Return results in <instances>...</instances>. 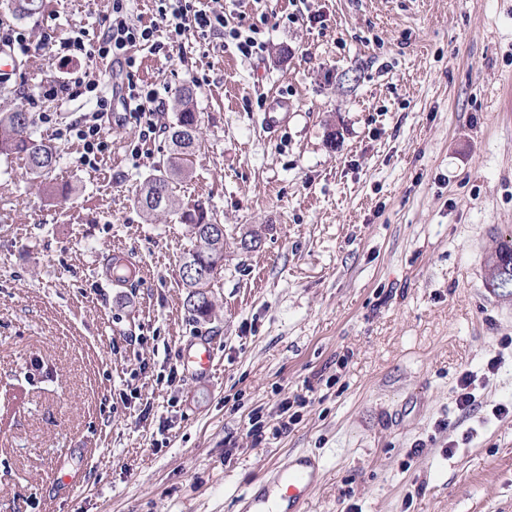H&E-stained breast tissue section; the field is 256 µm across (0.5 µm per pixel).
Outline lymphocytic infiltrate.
Masks as SVG:
<instances>
[{
    "label": "lymphocytic infiltrate",
    "instance_id": "lymphocytic-infiltrate-1",
    "mask_svg": "<svg viewBox=\"0 0 512 512\" xmlns=\"http://www.w3.org/2000/svg\"><path fill=\"white\" fill-rule=\"evenodd\" d=\"M155 4L159 17L155 23L146 24L132 19L127 0H112L108 23L95 42L88 44L76 38L56 43L48 34L39 41L48 46L59 45V64L68 70L65 81L50 85V96L74 90L95 95L92 123L74 125L69 129L70 134L81 141L85 156L95 157L104 151L100 122L113 112L115 104L132 105L135 112L143 115L149 112L156 99L155 91L138 76L139 66L132 53L133 48L142 46L151 53L166 56L171 48L188 39L205 40L220 33L234 43L244 59L261 57L265 50L264 41L250 35L245 26H229L225 11L214 7L212 0H155ZM84 58H99L117 64L121 97L100 91L96 83L88 82L86 72L79 67Z\"/></svg>",
    "mask_w": 512,
    "mask_h": 512
}]
</instances>
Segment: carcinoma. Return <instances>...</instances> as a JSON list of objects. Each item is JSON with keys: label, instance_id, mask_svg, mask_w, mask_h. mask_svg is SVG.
I'll list each match as a JSON object with an SVG mask.
<instances>
[{"label": "carcinoma", "instance_id": "cac0c4a2", "mask_svg": "<svg viewBox=\"0 0 512 512\" xmlns=\"http://www.w3.org/2000/svg\"><path fill=\"white\" fill-rule=\"evenodd\" d=\"M42 6L43 0H8V8L22 17L36 14ZM174 112L175 120L167 129L169 154L166 161L155 167L144 181L137 203L148 214L163 208L179 215L188 224L192 247L185 253L180 269L182 284L187 290L184 304L193 318L205 319L213 310L212 301L194 306L190 300L195 295L209 293L214 278L204 282L192 281L187 261L193 259L208 271H214L224 261V233L208 237L202 229V226L210 224L204 207L183 208L172 194L171 183L174 178L188 174L201 135L199 112L196 111L191 89L185 88L180 93L174 104ZM33 124L32 113L22 106L0 112V155H15L25 160L30 172L42 177L55 169L57 154L50 145L33 135ZM509 262L512 263V246L507 243L497 246L490 254L487 283L493 289L506 291L512 287V274L502 271Z\"/></svg>", "mask_w": 512, "mask_h": 512}]
</instances>
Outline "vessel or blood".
<instances>
[{
  "mask_svg": "<svg viewBox=\"0 0 512 512\" xmlns=\"http://www.w3.org/2000/svg\"><path fill=\"white\" fill-rule=\"evenodd\" d=\"M288 118V101L277 98L261 118L262 127L276 131ZM182 360L195 375L208 377L212 369L208 344L183 351ZM322 468L315 459L299 453L289 457L286 464L275 468L257 490L242 499V512H304L305 506L321 483Z\"/></svg>",
  "mask_w": 512,
  "mask_h": 512,
  "instance_id": "obj_1",
  "label": "vessel or blood"
}]
</instances>
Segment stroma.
<instances>
[{
    "label": "stroma",
    "mask_w": 512,
    "mask_h": 512,
    "mask_svg": "<svg viewBox=\"0 0 512 512\" xmlns=\"http://www.w3.org/2000/svg\"><path fill=\"white\" fill-rule=\"evenodd\" d=\"M55 2L19 19L0 0V24L92 43L112 7ZM237 8L263 58L216 38L136 49L158 129L140 139L112 113L93 166L57 134L94 105L45 95L53 50L0 80V110L24 106L58 153L46 179L0 156V512H241L300 451L322 464L308 512H512V414L491 413L512 402V297L486 267L512 241V0ZM186 87L202 135L175 194L224 227L205 320L183 306L188 226L135 202ZM276 96L290 111L272 138ZM117 253L144 277L113 285ZM202 339L205 379L180 359ZM498 352L479 407L458 411L460 374ZM288 119V99L276 98L261 118V125L267 132H274Z\"/></svg>",
    "instance_id": "obj_1"
}]
</instances>
